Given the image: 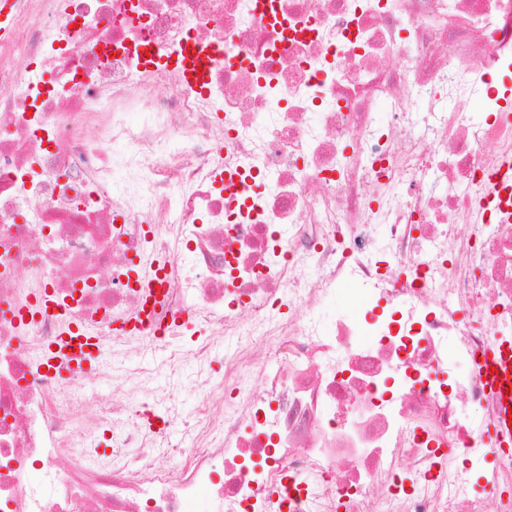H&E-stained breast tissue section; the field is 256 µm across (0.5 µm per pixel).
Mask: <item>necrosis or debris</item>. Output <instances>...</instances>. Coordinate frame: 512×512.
I'll list each match as a JSON object with an SVG mask.
<instances>
[{"label":"necrosis or debris","mask_w":512,"mask_h":512,"mask_svg":"<svg viewBox=\"0 0 512 512\" xmlns=\"http://www.w3.org/2000/svg\"><path fill=\"white\" fill-rule=\"evenodd\" d=\"M511 76L512 0H0V512H512ZM68 349H72V352H68ZM62 354L72 358V362L91 365L99 356L98 344L92 336H77L75 339L70 338L64 341L63 347L57 346L56 350H52L51 347L44 358V367L47 372L56 370L62 359ZM490 366H495L496 373H492ZM482 371L488 380L489 384L498 393L502 402V414L497 422L498 434L507 431L510 435L512 428L509 427L508 406L512 408V395L507 389H512V353L511 348H498L486 354L482 359ZM504 398H507V403H504Z\"/></svg>","instance_id":"obj_1"}]
</instances>
